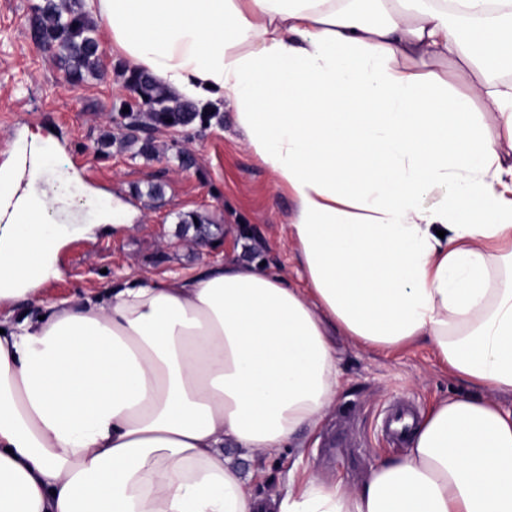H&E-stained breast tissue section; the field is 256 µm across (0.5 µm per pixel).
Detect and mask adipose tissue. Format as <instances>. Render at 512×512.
<instances>
[{
  "mask_svg": "<svg viewBox=\"0 0 512 512\" xmlns=\"http://www.w3.org/2000/svg\"><path fill=\"white\" fill-rule=\"evenodd\" d=\"M132 68L236 107L288 187L296 287L233 260L0 317V512H264L232 449L317 431L334 334L425 342L471 391L434 403L356 488L316 473L279 512H512V0H84ZM442 62L467 91L433 86ZM0 172V299L34 292L56 198ZM454 186L426 208L423 196Z\"/></svg>",
  "mask_w": 512,
  "mask_h": 512,
  "instance_id": "adipose-tissue-1",
  "label": "adipose tissue"
}]
</instances>
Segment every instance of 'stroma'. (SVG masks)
<instances>
[{
    "label": "stroma",
    "mask_w": 512,
    "mask_h": 512,
    "mask_svg": "<svg viewBox=\"0 0 512 512\" xmlns=\"http://www.w3.org/2000/svg\"><path fill=\"white\" fill-rule=\"evenodd\" d=\"M39 2L0 0V168L14 161L31 136L52 145L50 170L37 187L69 199L70 209L57 217L68 227V242L57 255L56 276L35 296L1 300L0 314L75 301L132 277L189 274L224 258L264 262L301 283L287 235L295 204L247 149L234 108L225 106L204 126L152 130L156 154L143 156L139 142L122 138L118 109L133 99L121 74L124 59L106 53L101 78L71 87L54 57L32 41ZM184 153L192 156L191 166H182ZM152 184L162 187L155 199L146 195ZM101 198L123 204L115 218L120 231H93ZM190 212L212 220L211 244L199 247L180 235L179 220ZM333 341L341 386L307 448L288 447L263 458L236 454L252 475L254 495L264 501L283 497L290 477L305 470L360 486L377 458L397 457L408 448L387 434L392 412L404 408L419 419L433 402L466 389L427 346L378 352L340 335Z\"/></svg>",
    "instance_id": "35a3bbf8"
}]
</instances>
